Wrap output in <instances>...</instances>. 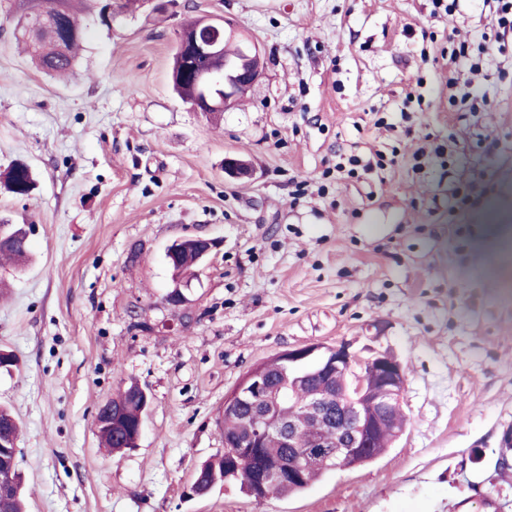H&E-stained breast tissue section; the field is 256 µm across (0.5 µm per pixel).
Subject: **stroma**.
<instances>
[{
  "label": "stroma",
  "mask_w": 512,
  "mask_h": 512,
  "mask_svg": "<svg viewBox=\"0 0 512 512\" xmlns=\"http://www.w3.org/2000/svg\"><path fill=\"white\" fill-rule=\"evenodd\" d=\"M0 0V219L32 227V262L0 266V405L22 427L27 512H512V54L481 52L492 0H137L82 16L65 81L18 46ZM254 41L262 77L218 121L168 74L183 24ZM458 30L488 103L448 104ZM425 144L441 154L414 160ZM387 163L337 179L340 156ZM252 174L231 179L225 158ZM466 181L477 199L455 206ZM219 246L177 285L166 249ZM181 288L185 301L168 295ZM397 355L406 425L372 462L258 502L193 496L223 453L224 398L256 364L307 344ZM136 383V448L99 445L96 417ZM494 508H487V501ZM5 186L13 194L25 196L35 188L30 167L24 163L13 164L5 174Z\"/></svg>",
  "instance_id": "obj_1"
}]
</instances>
